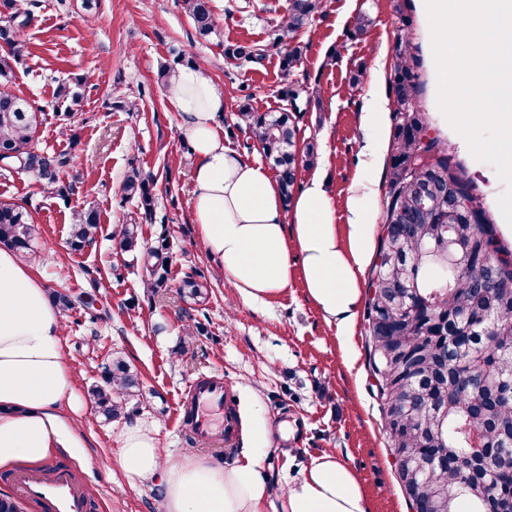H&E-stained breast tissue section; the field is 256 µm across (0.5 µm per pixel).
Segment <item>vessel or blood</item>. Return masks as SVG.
Returning a JSON list of instances; mask_svg holds the SVG:
<instances>
[{"instance_id": "b4317fda", "label": "vessel or blood", "mask_w": 512, "mask_h": 512, "mask_svg": "<svg viewBox=\"0 0 512 512\" xmlns=\"http://www.w3.org/2000/svg\"><path fill=\"white\" fill-rule=\"evenodd\" d=\"M186 401L176 408L180 427L196 441L211 448L233 446L240 421L228 400L223 380L212 379L192 383ZM17 498L38 502L43 512H87L88 492L74 479L69 467H56L51 474L40 471H18L10 474Z\"/></svg>"}]
</instances>
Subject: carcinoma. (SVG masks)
<instances>
[{
	"label": "carcinoma",
	"instance_id": "carcinoma-1",
	"mask_svg": "<svg viewBox=\"0 0 512 512\" xmlns=\"http://www.w3.org/2000/svg\"><path fill=\"white\" fill-rule=\"evenodd\" d=\"M196 37L216 34L211 0H182ZM9 9L0 38L9 52L0 55V156L8 167L33 172L42 188L62 195L60 173L73 162L66 153H38L32 140L39 116L31 104L10 90L14 64L25 56L21 35L29 12L18 0H4ZM324 0H288V13L275 30L274 42L284 48L282 70L291 74L302 64L299 33L318 15ZM266 49L232 44L224 59L237 66L260 63ZM417 60L410 40L401 35L394 47L393 135L383 210V232L368 287L364 333L368 366L380 382L385 431L391 446L401 449L410 476L397 468L407 498L419 508L438 512H512V247L488 222L481 196L465 171L452 161L437 136H426L424 112L416 100ZM307 83L293 80L283 91L288 102L308 98ZM65 113L80 106L71 87L58 90ZM298 115L285 108L258 113L242 106L238 120L265 158L273 161L285 203L297 185L299 166L318 159L310 143L299 148ZM124 195L137 201L139 214L152 217L156 207L153 180L131 167ZM100 228L98 211L76 212L70 246L90 245ZM32 216L20 204L0 200V245L22 257L33 252ZM118 247L140 250L139 225L124 224ZM166 245L145 248L147 287L167 285ZM182 297L205 298L206 285L188 277ZM90 395L108 420L127 405L140 403L139 379L122 359L107 366L102 383Z\"/></svg>",
	"mask_w": 512,
	"mask_h": 512
}]
</instances>
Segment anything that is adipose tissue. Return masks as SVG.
I'll return each instance as SVG.
<instances>
[{"label": "adipose tissue", "mask_w": 512, "mask_h": 512, "mask_svg": "<svg viewBox=\"0 0 512 512\" xmlns=\"http://www.w3.org/2000/svg\"><path fill=\"white\" fill-rule=\"evenodd\" d=\"M385 79L383 67H376L364 96L363 161L342 233L321 177L311 176L284 206L271 170L225 144L217 120L226 96L198 67H181L168 81L165 98L192 150V220L206 254L243 300L281 294L298 271L312 302L350 334L360 275L375 252V174L391 149ZM61 334L60 311L31 264L0 246V469L36 466L56 449L80 445L65 412L79 393ZM252 437V447L229 465L197 455L166 465L153 430L135 421L119 436L118 462L130 479L160 482L159 512H370L357 475L333 452L313 459L276 491L264 467L273 453L266 419L254 420Z\"/></svg>", "instance_id": "adipose-tissue-1"}]
</instances>
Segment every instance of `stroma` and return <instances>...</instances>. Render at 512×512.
I'll return each mask as SVG.
<instances>
[{"instance_id": "stroma-1", "label": "stroma", "mask_w": 512, "mask_h": 512, "mask_svg": "<svg viewBox=\"0 0 512 512\" xmlns=\"http://www.w3.org/2000/svg\"><path fill=\"white\" fill-rule=\"evenodd\" d=\"M211 5L218 34L201 43L180 0H98L88 18L81 0H25L29 52L16 66L11 88L42 114L35 149L74 157L61 176L68 187L62 196L44 192L31 172L0 167V199L26 204L34 218V274L49 292L68 294L76 303L61 314L62 345L79 387L74 417L83 449L53 452L45 464L70 465L95 496L93 512H156L159 482L130 483L118 464V437L128 421L153 428L165 461L195 454L224 465L237 458L239 448L250 447L252 423L260 414L274 427L276 452L266 468L279 485L332 450L356 472L371 512H409L368 369L362 319H355L350 336H341L310 300L299 275L266 303L242 300L206 255L191 220V153L161 77L176 51L192 56L226 91L219 120L224 141L250 161L263 155L238 128L237 112L244 104L262 113L284 108L280 91L288 82L282 52L273 43L288 0H212ZM364 11L372 25L351 36ZM405 17L411 21L418 101L428 131L463 165L485 198L490 220L510 244L512 230L497 204L504 184L492 165L472 156L434 106L431 40L419 0H326L325 16L301 33L304 54L297 75L308 78L313 94L302 111L299 141L313 143L319 161L315 169H300L298 179L322 174L336 222L345 226L365 134L370 71L379 61L392 66L395 32ZM242 42L265 46V59L240 68L227 65L225 46ZM78 81L81 106L68 121H59L56 91ZM133 165L153 177L157 194L156 213L141 219L140 236L149 246L161 237L170 244L167 286L156 292L146 286L141 257L116 250L113 241L136 210L121 191ZM91 204L100 214L99 234L90 246L72 250L71 215ZM195 272L205 276L209 295L191 307L178 288ZM86 295L94 297L95 308L80 306ZM197 324L202 333L188 336ZM116 357L137 371L142 398L126 416L108 420L95 414L89 389ZM210 377L223 379L242 419L238 449L217 456L175 421L188 386Z\"/></svg>"}]
</instances>
